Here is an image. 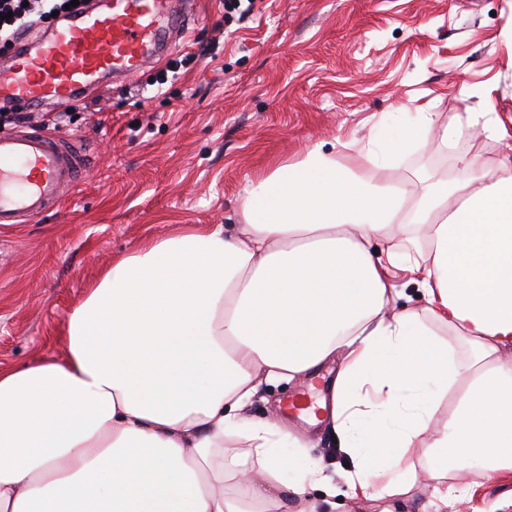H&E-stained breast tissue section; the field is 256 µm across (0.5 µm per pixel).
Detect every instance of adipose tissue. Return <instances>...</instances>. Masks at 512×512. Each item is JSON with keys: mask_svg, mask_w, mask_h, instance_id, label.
<instances>
[{"mask_svg": "<svg viewBox=\"0 0 512 512\" xmlns=\"http://www.w3.org/2000/svg\"><path fill=\"white\" fill-rule=\"evenodd\" d=\"M474 129L506 144L495 170L458 150ZM429 139L457 179L419 195L384 177ZM353 149L249 182L236 234L181 224L116 260L58 356L0 370V512H308L307 489L333 486L315 466L285 480L301 445L243 410L334 360L327 416L350 488L383 478L408 495L413 476L388 474L418 441L443 503L459 472L512 471V133L484 96L444 127L425 112ZM411 285L422 310L387 313ZM468 390V381L462 377L458 382L448 391L440 404L433 421L435 425H442L447 419L448 415L454 409L459 398L462 397Z\"/></svg>", "mask_w": 512, "mask_h": 512, "instance_id": "adipose-tissue-1", "label": "adipose tissue"}]
</instances>
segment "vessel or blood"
Instances as JSON below:
<instances>
[{
	"label": "vessel or blood",
	"mask_w": 512,
	"mask_h": 512,
	"mask_svg": "<svg viewBox=\"0 0 512 512\" xmlns=\"http://www.w3.org/2000/svg\"><path fill=\"white\" fill-rule=\"evenodd\" d=\"M186 0H88L48 34L19 37L0 61V104L65 106L166 56L188 24ZM73 140L33 127L0 133V226L28 224L80 182Z\"/></svg>",
	"instance_id": "obj_1"
}]
</instances>
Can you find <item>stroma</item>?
<instances>
[{
    "instance_id": "1",
    "label": "stroma",
    "mask_w": 512,
    "mask_h": 512,
    "mask_svg": "<svg viewBox=\"0 0 512 512\" xmlns=\"http://www.w3.org/2000/svg\"><path fill=\"white\" fill-rule=\"evenodd\" d=\"M177 39V77L165 62L69 105L60 134L88 167L60 207L39 221L0 228V367L62 351L67 316L113 261L178 224H221L236 233L248 180L335 150L388 122L430 112L451 123L483 90L512 117V0H253L225 24L224 0H194ZM448 152L418 146L386 177L416 190L453 176ZM340 368L261 388L244 414L279 422L336 488L310 490L318 512H512V472L460 474L447 506L432 503L424 451L412 449L414 497L352 495L347 459L328 424L283 413L290 395L323 390Z\"/></svg>"
}]
</instances>
